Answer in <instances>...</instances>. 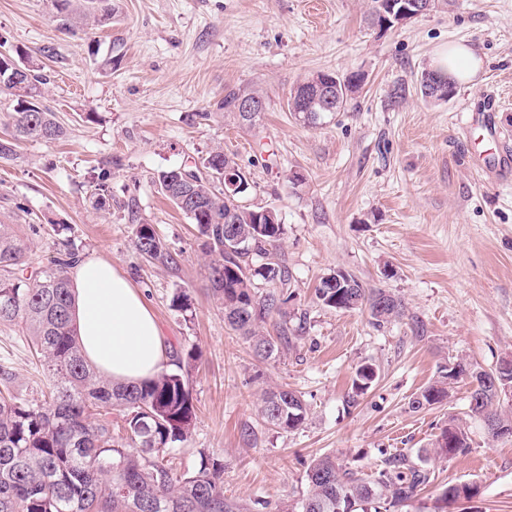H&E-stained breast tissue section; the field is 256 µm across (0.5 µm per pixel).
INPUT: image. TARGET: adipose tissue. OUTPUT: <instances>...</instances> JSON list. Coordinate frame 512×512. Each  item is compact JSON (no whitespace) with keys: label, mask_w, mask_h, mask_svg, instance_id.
<instances>
[{"label":"adipose tissue","mask_w":512,"mask_h":512,"mask_svg":"<svg viewBox=\"0 0 512 512\" xmlns=\"http://www.w3.org/2000/svg\"><path fill=\"white\" fill-rule=\"evenodd\" d=\"M481 65L473 49L452 44L437 50L432 67L454 80L473 79ZM72 316L86 362L115 382L150 378L166 360L161 329L141 292L110 261L79 258L69 270Z\"/></svg>","instance_id":"adipose-tissue-1"}]
</instances>
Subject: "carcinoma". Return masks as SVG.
<instances>
[{"mask_svg":"<svg viewBox=\"0 0 512 512\" xmlns=\"http://www.w3.org/2000/svg\"><path fill=\"white\" fill-rule=\"evenodd\" d=\"M61 27L71 29L99 21L95 12L73 14L69 0H54ZM16 62L28 76L19 86L0 74V96L22 111L5 113L12 138L0 139V159L15 155L21 139L58 140L65 128L43 102L42 87L49 83L42 69L22 52ZM432 85L419 83L423 98L443 100L454 92L450 78L430 71ZM331 84L333 111L345 108L361 85L353 74L341 78L317 73L293 88L289 111L315 122L326 113L315 88ZM263 99L257 92L228 88L220 108L236 112V102L245 97ZM190 179L179 182L176 170L160 172L162 194L197 224L205 237L204 249L220 256L212 267V294L224 307V322L245 338L255 356L268 359L280 346L291 342L287 323L278 326L272 338L262 324L282 314L288 302L285 290L290 276L277 259V245L284 225L271 224L265 208L243 204L248 189L227 196L224 181L202 161L192 167ZM96 206H110L112 191L107 173L92 181ZM247 239V247L224 249L227 232ZM137 251L147 260L163 265L173 262L152 225L141 222L135 229ZM25 248L12 225L0 224V324H23L37 354L46 365L53 389L50 399L29 404L0 391V512H248L238 501L224 495V460L205 455L200 466L177 473L169 463L175 445L187 440L197 418L185 365L196 360L195 352L175 350L156 376L140 383L115 384L92 369L76 341L71 316L68 269L76 252L67 250L45 268L28 269ZM263 260L255 267L251 256ZM278 286L264 295L256 292V280ZM317 303L336 311L366 309L375 324L383 327L405 315L404 304L382 288H367L351 276L338 288L321 279L315 289ZM376 367L359 365L347 405L358 404L359 393L376 380ZM470 380V415L493 422L512 432V412L497 411V388L512 387V370H485L463 359L440 373L411 403L420 410L450 397L453 385ZM124 412V436L112 434V412ZM261 413L265 423L284 432L300 429L308 417L303 398L286 388L262 393ZM470 448L468 434L456 418L448 420L436 436L431 452L450 458ZM308 490L303 498L279 512H398L430 481L429 473L403 452L388 454L380 469L361 474L332 454L314 460L307 472ZM478 493L475 485L446 487L438 501L460 498L468 501Z\"/></svg>","mask_w":512,"mask_h":512,"instance_id":"obj_1","label":"carcinoma"}]
</instances>
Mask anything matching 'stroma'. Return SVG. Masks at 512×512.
Masks as SVG:
<instances>
[{
    "label": "stroma",
    "mask_w": 512,
    "mask_h": 512,
    "mask_svg": "<svg viewBox=\"0 0 512 512\" xmlns=\"http://www.w3.org/2000/svg\"><path fill=\"white\" fill-rule=\"evenodd\" d=\"M370 0H112V16L69 33L53 0H0V38L30 52L51 82L44 102L66 134L23 140L0 159V224L17 225L25 262L49 265L62 242L98 255L148 301L168 346L194 350L197 419L173 462L224 460V493L277 512L308 490L310 462L333 454L369 474L383 452L421 459L430 483L404 512H434L442 489L481 493L447 512H512V437L493 438L469 418L470 384L442 404L409 403L449 359L484 369L512 358V175L497 165L475 120L491 115L512 134V0H448L442 10L389 30L369 21ZM471 45L482 65L447 101H427L417 80L442 46ZM324 71L364 82L344 111L305 122L288 109L298 81ZM228 88L263 94L254 123L219 110ZM400 98H393V91ZM247 174L246 203L274 209L286 233L277 249L293 297L280 320L293 331L273 359L224 323L211 293L213 256L198 227L160 194L159 171L201 162L215 147ZM108 168L112 205L96 208L90 182ZM152 224L175 264L134 246ZM345 271L399 296L402 321L375 327L368 313L317 304L320 279ZM188 294L193 314L173 310ZM426 331L416 337L413 320ZM378 379L346 406L357 366ZM0 370L14 394L43 401L49 376L18 324L0 325ZM300 392L305 424L286 433L260 415L266 386ZM464 420L467 453L429 448L449 418ZM253 428L254 439L242 431Z\"/></svg>",
    "instance_id": "1"
}]
</instances>
